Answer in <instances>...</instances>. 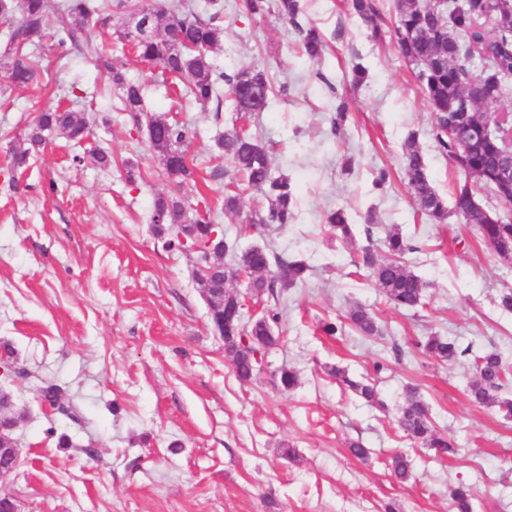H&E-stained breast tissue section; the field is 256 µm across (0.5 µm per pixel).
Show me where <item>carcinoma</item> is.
I'll return each instance as SVG.
<instances>
[{
  "instance_id": "carcinoma-1",
  "label": "carcinoma",
  "mask_w": 512,
  "mask_h": 512,
  "mask_svg": "<svg viewBox=\"0 0 512 512\" xmlns=\"http://www.w3.org/2000/svg\"><path fill=\"white\" fill-rule=\"evenodd\" d=\"M210 12L200 17L192 11L190 0H166L159 5L152 0H60L56 6L49 0H0V20L8 24V60L4 77L12 86L23 87L37 80L41 71V56L45 39H56L54 47L65 53L73 50L107 72L112 87L119 91L120 111L133 115L140 122L144 115L147 84L131 81L112 63L104 47L89 36L98 22H108L112 13L141 15L149 20L144 31L116 29L117 41L131 43L138 58L160 69L165 79L172 78L182 85L184 96L201 108L216 104L215 120H220L221 89H227L233 111L262 112L269 105L273 87L268 74L256 68L240 69L227 74L212 60V53L224 42V6L220 0H209ZM250 17L262 16L275 8L280 18L292 25L297 34L302 55L309 60L322 58L327 42L314 25L302 24L301 0H243ZM349 7L368 30V37L381 41L391 36L402 57L416 68V79L433 112L432 137L442 154L459 157L457 170L464 179L453 189L454 213L479 230L483 240L495 252L512 258V219H500L497 211L474 206L469 202L472 189H485L494 198L512 195V181L504 183L499 170L512 160L499 134H483L482 108L501 97L505 83L512 78V0H466L459 8L442 12L430 0H394L395 20L385 29L384 19L374 0H349ZM493 13L495 28L481 26V17ZM487 65L483 95L473 97L467 90L473 73L474 60ZM162 129L148 139L149 147L161 157L168 175L180 183L193 180L194 169L186 151L180 149L188 130L185 125L156 116ZM89 134L88 125L79 113L57 106L37 116L21 142L13 148L17 164L26 163L29 155L43 145L49 135L64 137L80 144ZM237 173L229 177L224 188V211L240 210L242 190L236 177H242L247 188L259 192L268 201L269 209L261 221L270 224H290L294 219L295 191L290 180L274 175L269 151L258 140L238 128L224 134L219 142ZM403 175L418 210L441 223L448 218V206L435 190L426 172V162L418 139L411 135L403 144ZM151 223L156 233L167 237L171 249L179 248L178 234L186 238L203 239L212 223L206 209L195 207L189 198L179 200L159 196L154 200ZM327 223L336 236L352 237L348 213L339 208L327 216ZM388 258L375 261L363 256L370 277L396 308L415 309L421 305L426 284L402 264L401 256L412 246L398 231L388 232L385 240ZM307 265L301 260H285L272 256L263 247L252 246L235 255L234 266L223 267L203 281L204 291L213 306L233 311L238 294L227 284L240 276L250 281V287L262 295L274 288L293 287L304 282ZM279 314L268 310L263 317L250 323L249 335L274 346L278 340L268 334V325L278 321ZM350 325L363 336L377 332L374 317L357 307L348 315ZM224 346L233 360L236 375L242 381L252 378L247 356L236 349L231 334H224ZM419 351L437 360L455 363L460 358L473 357L475 375L470 394L478 404L497 407L504 416H512V399L499 396L507 382L509 371L499 354L475 353L470 348L444 336H429L416 343ZM353 392L368 403L376 401L374 384L355 381L345 372L336 371ZM409 398L402 410L399 424L411 438L428 448L452 451L448 439L432 427L428 407L418 394L415 384L406 385ZM454 512H472V490L459 485L450 491Z\"/></svg>"
}]
</instances>
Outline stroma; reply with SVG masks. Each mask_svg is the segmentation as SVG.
Segmentation results:
<instances>
[{
    "label": "stroma",
    "mask_w": 512,
    "mask_h": 512,
    "mask_svg": "<svg viewBox=\"0 0 512 512\" xmlns=\"http://www.w3.org/2000/svg\"><path fill=\"white\" fill-rule=\"evenodd\" d=\"M243 0H224V43L213 54L226 72L264 70L269 107L246 126L276 170L297 189L293 223H254L266 202L255 191L241 209L224 210L230 171L218 138L237 113L181 106L177 88L156 69L118 50L121 16L95 26L129 77L146 81L148 113L184 123L195 182L170 178L132 117L117 111L104 72L83 57L44 49L40 79L0 88V360L33 377L0 373L22 419L21 459L0 476V492L21 512H451L450 491L471 487L474 512H512V419L474 402L467 362L446 363L416 347L429 336L499 353L512 368V314L496 306L512 288V262L485 245L477 229L450 215L438 223L418 211L402 174V144L416 135L435 189L451 197L461 178L431 136L433 114L413 65L394 41L369 40L346 0H303L302 23L324 32L319 61L302 57L291 25L275 13L248 17ZM367 70L352 84L354 65ZM85 98L68 97L70 87ZM67 96L92 135L82 146L55 137L23 166L12 147L36 115ZM340 128L332 122L338 111ZM103 149L112 165L100 167ZM136 168L127 180L125 162ZM199 196L229 247L261 246L304 260L306 280L251 298L245 317L271 309L280 338L260 371L239 380L209 321L192 253L166 247L150 216L155 195ZM346 209L354 239L333 237L327 214ZM374 210L375 223L365 221ZM413 246L403 262L426 283L421 306L394 308L361 266L364 252L387 255L386 232ZM367 309L379 333L345 323ZM341 332L327 335L326 324ZM383 363L374 374V363ZM297 384L283 389L280 369ZM374 378L380 404L368 406L336 380ZM56 385L69 414L51 410L42 383ZM416 384L450 453L424 447L398 425L407 384ZM361 442L366 458L352 454ZM411 462L407 481L390 461Z\"/></svg>",
    "instance_id": "stroma-1"
}]
</instances>
